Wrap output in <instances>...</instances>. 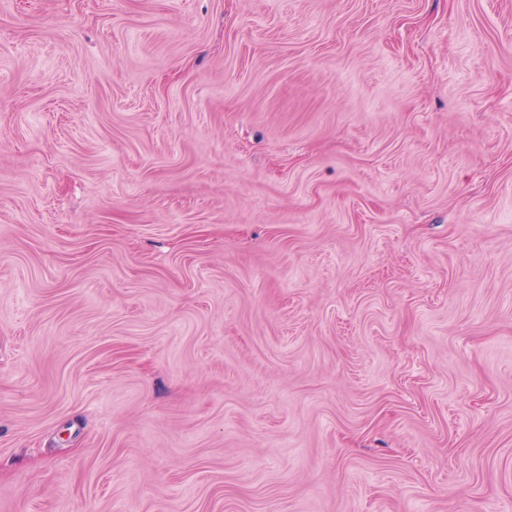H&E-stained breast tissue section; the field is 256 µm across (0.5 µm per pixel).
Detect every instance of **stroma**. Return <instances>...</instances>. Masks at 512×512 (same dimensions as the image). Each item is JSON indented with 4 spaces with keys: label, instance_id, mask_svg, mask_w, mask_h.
Instances as JSON below:
<instances>
[{
    "label": "stroma",
    "instance_id": "35a3bbf8",
    "mask_svg": "<svg viewBox=\"0 0 512 512\" xmlns=\"http://www.w3.org/2000/svg\"><path fill=\"white\" fill-rule=\"evenodd\" d=\"M0 512H512V0H0Z\"/></svg>",
    "mask_w": 512,
    "mask_h": 512
}]
</instances>
